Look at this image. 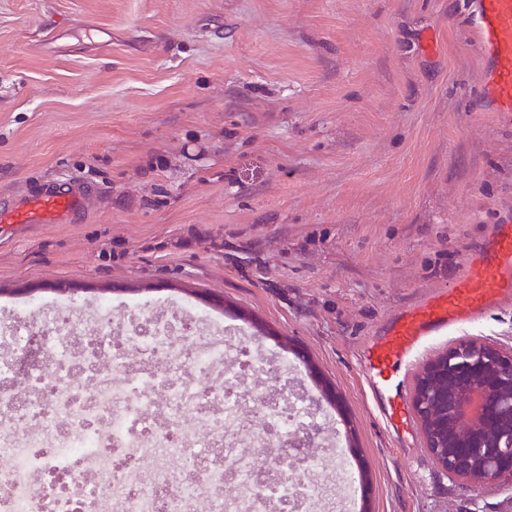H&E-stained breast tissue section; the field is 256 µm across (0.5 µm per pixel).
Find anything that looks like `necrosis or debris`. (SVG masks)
Wrapping results in <instances>:
<instances>
[{"mask_svg":"<svg viewBox=\"0 0 512 512\" xmlns=\"http://www.w3.org/2000/svg\"><path fill=\"white\" fill-rule=\"evenodd\" d=\"M55 374L0 359V512H323L319 479L336 460L348 512L354 476L327 440L328 418L268 375L259 351L233 341L182 346L167 319L150 329L96 322L87 341L47 318ZM224 370L198 390L195 379ZM186 461L174 479L168 462Z\"/></svg>","mask_w":512,"mask_h":512,"instance_id":"obj_1","label":"necrosis or debris"}]
</instances>
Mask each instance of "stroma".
<instances>
[{
	"instance_id": "obj_1",
	"label": "stroma",
	"mask_w": 512,
	"mask_h": 512,
	"mask_svg": "<svg viewBox=\"0 0 512 512\" xmlns=\"http://www.w3.org/2000/svg\"><path fill=\"white\" fill-rule=\"evenodd\" d=\"M474 0H0V202L77 176L87 217L0 242V306L75 330L190 304L339 396L369 512H512L420 430L396 445L358 355L512 218V119L482 98ZM512 348V306L429 343Z\"/></svg>"
}]
</instances>
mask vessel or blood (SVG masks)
I'll return each instance as SVG.
<instances>
[{
    "label": "vessel or blood",
    "instance_id": "obj_1",
    "mask_svg": "<svg viewBox=\"0 0 512 512\" xmlns=\"http://www.w3.org/2000/svg\"><path fill=\"white\" fill-rule=\"evenodd\" d=\"M475 30L488 67L483 88L497 112L512 113V0H477ZM93 189L79 179L41 184L0 204V224H72L88 211ZM512 301V224L495 225L488 245L469 260L452 288L427 292L387 320L359 361L374 410L395 442L412 429L407 410L409 366L425 344L474 323Z\"/></svg>",
    "mask_w": 512,
    "mask_h": 512
}]
</instances>
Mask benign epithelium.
<instances>
[{
	"label": "benign epithelium",
	"instance_id": "obj_1",
	"mask_svg": "<svg viewBox=\"0 0 512 512\" xmlns=\"http://www.w3.org/2000/svg\"><path fill=\"white\" fill-rule=\"evenodd\" d=\"M413 409L425 446L464 482L512 485V349L470 337L431 360Z\"/></svg>",
	"mask_w": 512,
	"mask_h": 512
}]
</instances>
